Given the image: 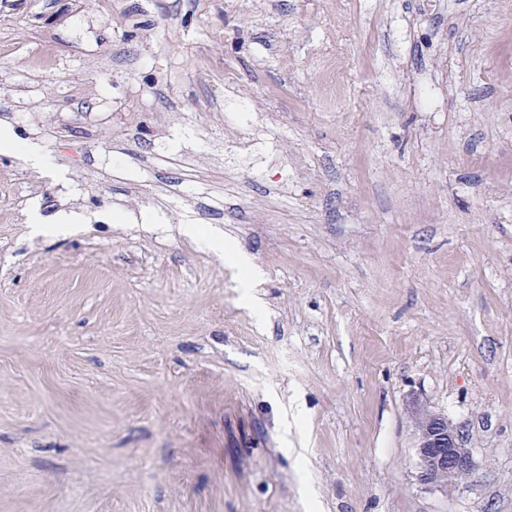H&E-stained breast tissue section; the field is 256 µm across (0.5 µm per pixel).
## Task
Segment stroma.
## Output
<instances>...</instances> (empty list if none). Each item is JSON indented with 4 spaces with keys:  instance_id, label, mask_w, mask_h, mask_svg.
<instances>
[{
    "instance_id": "1",
    "label": "stroma",
    "mask_w": 512,
    "mask_h": 512,
    "mask_svg": "<svg viewBox=\"0 0 512 512\" xmlns=\"http://www.w3.org/2000/svg\"><path fill=\"white\" fill-rule=\"evenodd\" d=\"M4 17L0 127L49 166L0 152L40 187L0 222V512H512V0ZM416 402L473 451L451 491ZM84 217L82 214L75 211H63L56 214L51 224H44V220L36 212L31 215V222L28 224L30 233L32 235H68L78 224H82ZM181 234L193 243L203 244L206 248L214 253L222 254L226 259V248H224V238L219 234H208L202 230L197 224L181 225ZM411 417L417 435L416 479L421 485L448 491L472 474L473 452L464 446L461 426L424 405L414 406Z\"/></svg>"
}]
</instances>
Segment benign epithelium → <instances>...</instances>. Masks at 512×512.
Segmentation results:
<instances>
[{"mask_svg": "<svg viewBox=\"0 0 512 512\" xmlns=\"http://www.w3.org/2000/svg\"><path fill=\"white\" fill-rule=\"evenodd\" d=\"M416 431L417 481L446 490L458 485L474 470L472 449L464 446L462 428L424 405L411 411Z\"/></svg>", "mask_w": 512, "mask_h": 512, "instance_id": "obj_1", "label": "benign epithelium"}]
</instances>
